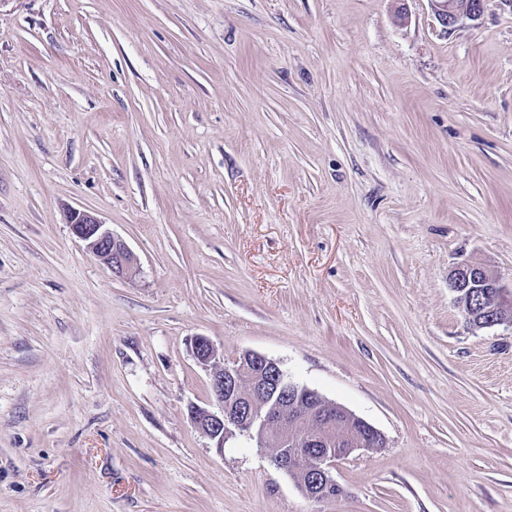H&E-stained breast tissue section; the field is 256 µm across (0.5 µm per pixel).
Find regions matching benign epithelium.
<instances>
[{
	"mask_svg": "<svg viewBox=\"0 0 512 512\" xmlns=\"http://www.w3.org/2000/svg\"><path fill=\"white\" fill-rule=\"evenodd\" d=\"M434 16L443 29L454 28L461 20H476L483 11V0H430ZM72 233L85 242L112 273L131 277L136 259L125 242L92 213L72 209L68 213ZM455 303L474 330L493 327L512 329V286H507L478 262L464 261L449 276ZM192 355L210 378L219 409L196 406L190 421L215 443L242 437L260 447L273 448L270 454L276 468L287 474L310 473L297 488L312 501L339 495L340 485L333 477L336 462L357 450H378L386 446L385 436L342 405L327 401L317 391L305 388L308 405L300 412L289 408L288 399L296 391L280 364L264 354L249 351L231 364L218 365L217 351L210 339L196 336L190 342ZM355 423L360 433L345 444L328 436L331 424Z\"/></svg>",
	"mask_w": 512,
	"mask_h": 512,
	"instance_id": "obj_1",
	"label": "benign epithelium"
}]
</instances>
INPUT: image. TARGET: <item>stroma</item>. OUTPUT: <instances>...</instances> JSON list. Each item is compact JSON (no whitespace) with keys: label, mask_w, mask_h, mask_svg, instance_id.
Returning <instances> with one entry per match:
<instances>
[{"label":"stroma","mask_w":512,"mask_h":512,"mask_svg":"<svg viewBox=\"0 0 512 512\" xmlns=\"http://www.w3.org/2000/svg\"><path fill=\"white\" fill-rule=\"evenodd\" d=\"M466 260L512 282V0H0V512H512V330L467 325ZM196 336L386 448L320 502L216 449ZM434 16L444 30L461 20H476L483 11V0H429ZM67 218L75 237L85 242L87 249L107 265L112 273L122 277H132L136 273L133 253L95 215L72 209Z\"/></svg>","instance_id":"stroma-1"}]
</instances>
